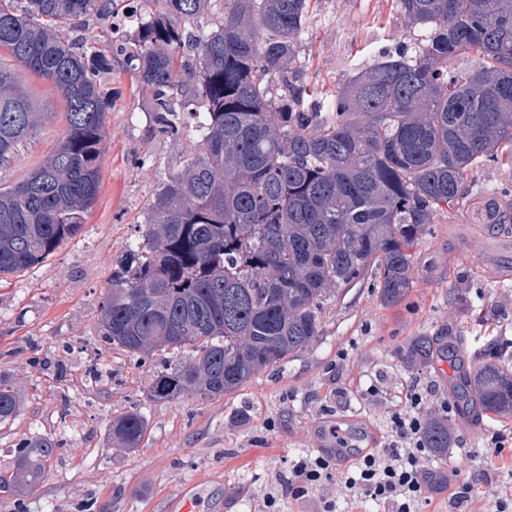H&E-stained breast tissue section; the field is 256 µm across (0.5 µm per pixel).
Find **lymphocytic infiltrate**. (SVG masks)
<instances>
[{
  "mask_svg": "<svg viewBox=\"0 0 512 512\" xmlns=\"http://www.w3.org/2000/svg\"><path fill=\"white\" fill-rule=\"evenodd\" d=\"M405 400L408 409H396L389 415L391 443L362 454L352 468L343 471L345 489L383 504L386 512H417L420 503L430 502L432 493L441 490L448 494L450 512H467L479 494L478 480H460L455 469L436 472L425 468L423 461L429 450L422 439L424 422L414 413L423 395L411 389ZM334 466L335 458L330 454L298 458L281 483V495L304 498L331 477Z\"/></svg>",
  "mask_w": 512,
  "mask_h": 512,
  "instance_id": "lymphocytic-infiltrate-1",
  "label": "lymphocytic infiltrate"
}]
</instances>
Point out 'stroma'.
Returning <instances> with one entry per match:
<instances>
[{
    "label": "stroma",
    "instance_id": "obj_1",
    "mask_svg": "<svg viewBox=\"0 0 512 512\" xmlns=\"http://www.w3.org/2000/svg\"><path fill=\"white\" fill-rule=\"evenodd\" d=\"M395 38L412 48L420 43L396 0H310L297 44L299 79L335 93ZM0 66L38 117L35 138L0 169L9 184L65 135L66 105L50 83L2 50ZM102 81L114 104L91 212L44 262L0 275V373L20 402L16 418L0 427V475L14 468L21 441L46 436L56 444L44 479L18 495L0 492V512H167L184 491L197 512H260L293 458L332 443L331 428L359 434L360 447H385L388 412L404 406L406 386L428 388L422 418L441 413L442 402L455 399L459 360H470L486 338L512 341V234L476 215L488 195L512 194L506 161L478 168L460 204L427 226L400 303H381L377 270L369 268L325 301L320 338L284 365L221 397L148 400L168 354L142 362L112 348L99 334V310L113 266L141 237L149 200L196 149L199 134L190 116L180 138L152 140L150 92L123 55L113 54ZM424 335L438 337L441 350L427 367H411L401 352ZM452 336L463 339L454 357L446 350ZM131 410L144 414L146 434L138 447L121 448L112 441V421ZM447 415L454 445L429 457L428 467L481 477L487 492L512 486V458L492 456L487 443L490 431L512 427V417L457 406ZM341 493L334 477L301 500L278 499L277 508L318 512L333 498L339 512H384Z\"/></svg>",
    "mask_w": 512,
    "mask_h": 512
}]
</instances>
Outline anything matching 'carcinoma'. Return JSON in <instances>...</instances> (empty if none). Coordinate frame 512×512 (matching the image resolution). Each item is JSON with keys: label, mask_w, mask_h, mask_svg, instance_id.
Segmentation results:
<instances>
[{"label": "carcinoma", "mask_w": 512, "mask_h": 512, "mask_svg": "<svg viewBox=\"0 0 512 512\" xmlns=\"http://www.w3.org/2000/svg\"><path fill=\"white\" fill-rule=\"evenodd\" d=\"M137 19L128 62L150 90L154 137L178 139L200 117L196 152L156 189L141 241L112 268L99 333L138 359L189 356L155 372L147 397H216L280 367L321 336L336 288L379 270L386 306L411 286V251L443 208L464 198L468 174L512 152V0H397L411 29L431 31L412 55L384 47L336 94L306 99L293 68L308 0H155ZM216 9L217 30L197 35ZM100 0H0V49L49 81L67 107L65 135L20 181L0 184V275L39 264L79 232L100 189L112 58L82 34ZM189 51L195 65L178 57ZM479 65L471 68V55ZM36 113L0 69V168L35 134ZM438 338L404 349L424 367ZM493 344L462 373V397L512 415V371ZM0 375V424L18 412ZM144 416L112 420L135 448ZM422 437L437 456L454 433L434 415ZM49 437L18 445L0 489L20 494L53 456Z\"/></svg>", "instance_id": "carcinoma-1"}]
</instances>
